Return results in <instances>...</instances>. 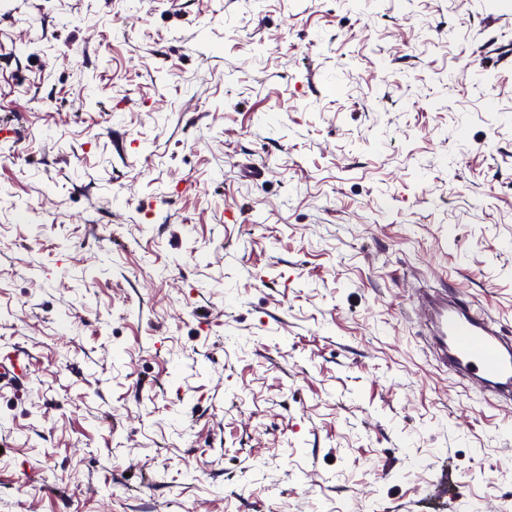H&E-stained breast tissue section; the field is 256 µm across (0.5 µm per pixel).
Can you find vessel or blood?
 Segmentation results:
<instances>
[{
  "label": "vessel or blood",
  "instance_id": "b4317fda",
  "mask_svg": "<svg viewBox=\"0 0 512 512\" xmlns=\"http://www.w3.org/2000/svg\"><path fill=\"white\" fill-rule=\"evenodd\" d=\"M430 340L443 364L482 388L499 406L512 405V334L461 295L434 299Z\"/></svg>",
  "mask_w": 512,
  "mask_h": 512
}]
</instances>
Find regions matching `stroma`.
Returning a JSON list of instances; mask_svg holds the SVG:
<instances>
[{
    "mask_svg": "<svg viewBox=\"0 0 512 512\" xmlns=\"http://www.w3.org/2000/svg\"><path fill=\"white\" fill-rule=\"evenodd\" d=\"M1 187L0 512H512V0H0ZM430 340L443 364L482 388L498 406L512 405V336L456 294L435 298Z\"/></svg>",
    "mask_w": 512,
    "mask_h": 512,
    "instance_id": "35a3bbf8",
    "label": "stroma"
}]
</instances>
